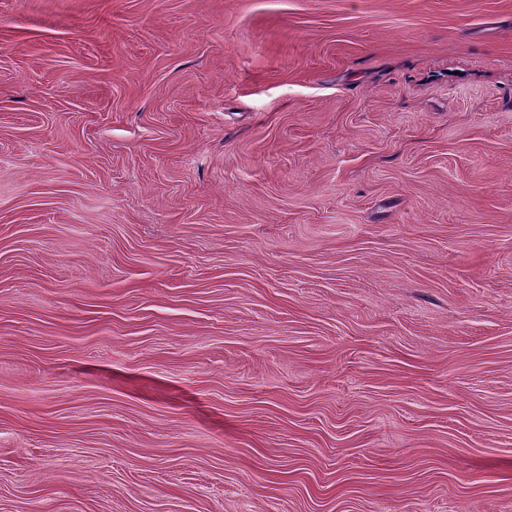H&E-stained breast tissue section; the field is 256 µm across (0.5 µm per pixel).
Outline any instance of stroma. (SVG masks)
I'll return each instance as SVG.
<instances>
[{
	"instance_id": "35a3bbf8",
	"label": "stroma",
	"mask_w": 512,
	"mask_h": 512,
	"mask_svg": "<svg viewBox=\"0 0 512 512\" xmlns=\"http://www.w3.org/2000/svg\"><path fill=\"white\" fill-rule=\"evenodd\" d=\"M0 512H512V0H0Z\"/></svg>"
}]
</instances>
